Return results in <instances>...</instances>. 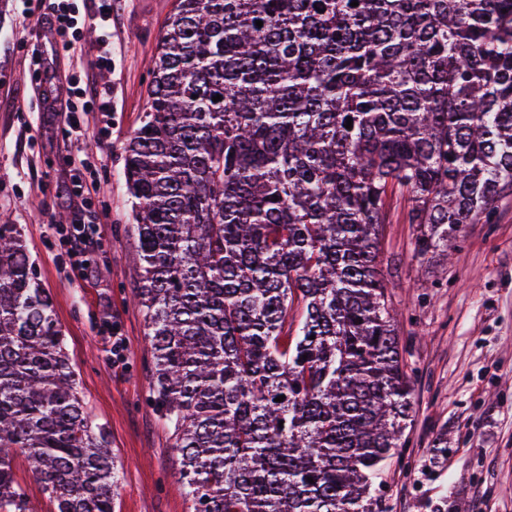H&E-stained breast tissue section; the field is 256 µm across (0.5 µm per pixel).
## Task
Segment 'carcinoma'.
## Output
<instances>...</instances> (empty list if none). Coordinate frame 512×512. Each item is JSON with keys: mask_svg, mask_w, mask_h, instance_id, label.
I'll return each instance as SVG.
<instances>
[{"mask_svg": "<svg viewBox=\"0 0 512 512\" xmlns=\"http://www.w3.org/2000/svg\"><path fill=\"white\" fill-rule=\"evenodd\" d=\"M352 2L175 0L151 60L123 177L191 512H375L413 413L389 199L425 259L512 194V0ZM16 453L57 512H115L104 428L0 224V512H33Z\"/></svg>", "mask_w": 512, "mask_h": 512, "instance_id": "cac0c4a2", "label": "carcinoma"}]
</instances>
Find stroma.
I'll list each match as a JSON object with an SVG mask.
<instances>
[{
    "label": "stroma",
    "mask_w": 512,
    "mask_h": 512,
    "mask_svg": "<svg viewBox=\"0 0 512 512\" xmlns=\"http://www.w3.org/2000/svg\"><path fill=\"white\" fill-rule=\"evenodd\" d=\"M174 0H113L112 131L97 114L71 136L49 104L71 96L96 53L85 28L60 54L47 21L0 0V224H17L56 318L90 418L117 461L116 512H189L172 430L148 403L151 346L134 299L140 266L122 170L147 103L149 63ZM101 183L90 210L108 238L84 270L63 242L70 174ZM409 205L392 197L379 253L414 375L413 421L383 474L384 512H512V195L493 224L466 225L452 257L413 255ZM125 346L113 352L112 339Z\"/></svg>",
    "instance_id": "obj_1"
}]
</instances>
